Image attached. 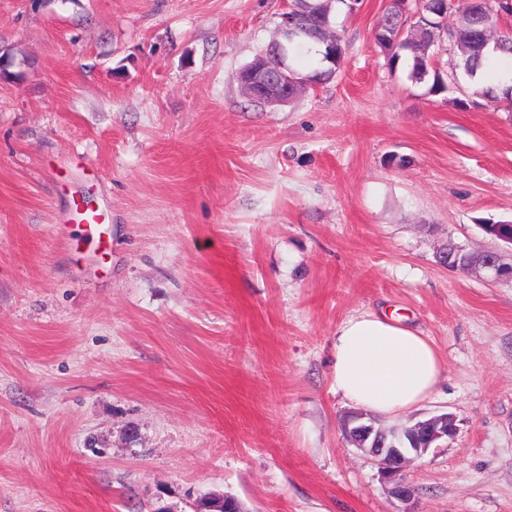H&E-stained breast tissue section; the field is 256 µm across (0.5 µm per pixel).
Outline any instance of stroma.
Segmentation results:
<instances>
[{
  "label": "stroma",
  "instance_id": "1",
  "mask_svg": "<svg viewBox=\"0 0 512 512\" xmlns=\"http://www.w3.org/2000/svg\"><path fill=\"white\" fill-rule=\"evenodd\" d=\"M289 3L0 0V512H512V280L438 261L501 247L512 112L390 69L388 0L337 5L334 81L252 102ZM379 309L444 361L381 424H457L408 506L331 377L337 327ZM284 47L285 45L280 44L275 52L268 54L260 66L252 69L247 67L240 72L241 74L246 72L244 77L254 85V93L252 96L253 102L274 106L283 105L290 100L287 92L278 90L276 87L271 86L268 79V71L274 64V61H277L278 69L282 68L279 61H281L280 56ZM273 71L278 72L275 65H273Z\"/></svg>",
  "mask_w": 512,
  "mask_h": 512
}]
</instances>
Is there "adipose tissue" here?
<instances>
[{"mask_svg":"<svg viewBox=\"0 0 512 512\" xmlns=\"http://www.w3.org/2000/svg\"><path fill=\"white\" fill-rule=\"evenodd\" d=\"M442 372L433 342L385 313L352 316L336 330L331 363L336 391L373 413L415 407L431 396Z\"/></svg>","mask_w":512,"mask_h":512,"instance_id":"obj_1","label":"adipose tissue"}]
</instances>
